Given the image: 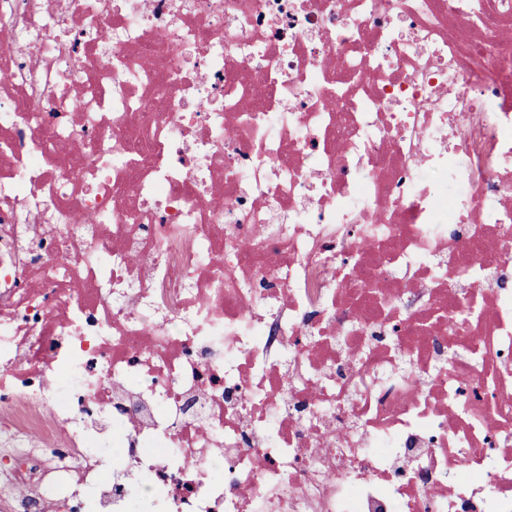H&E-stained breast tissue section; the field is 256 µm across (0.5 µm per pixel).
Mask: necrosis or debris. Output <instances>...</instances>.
Returning a JSON list of instances; mask_svg holds the SVG:
<instances>
[{
  "label": "necrosis or debris",
  "mask_w": 512,
  "mask_h": 512,
  "mask_svg": "<svg viewBox=\"0 0 512 512\" xmlns=\"http://www.w3.org/2000/svg\"><path fill=\"white\" fill-rule=\"evenodd\" d=\"M512 512V0H0V512Z\"/></svg>",
  "instance_id": "obj_1"
}]
</instances>
